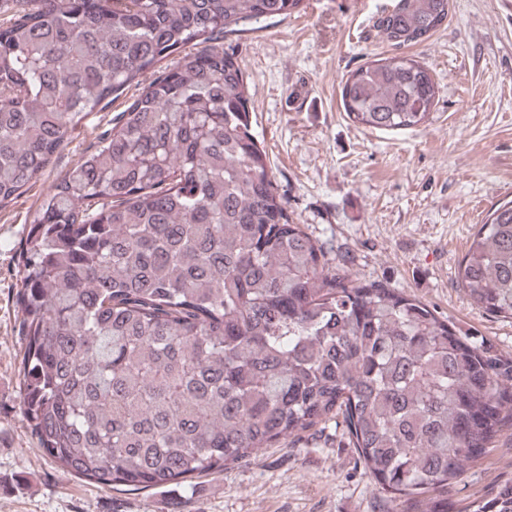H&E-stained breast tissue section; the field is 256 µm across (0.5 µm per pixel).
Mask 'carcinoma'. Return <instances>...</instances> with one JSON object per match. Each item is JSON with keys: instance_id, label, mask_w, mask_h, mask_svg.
I'll use <instances>...</instances> for the list:
<instances>
[{"instance_id": "carcinoma-1", "label": "carcinoma", "mask_w": 512, "mask_h": 512, "mask_svg": "<svg viewBox=\"0 0 512 512\" xmlns=\"http://www.w3.org/2000/svg\"><path fill=\"white\" fill-rule=\"evenodd\" d=\"M302 3L34 0L0 26V209L86 115L138 88L19 246L30 432L63 471L142 490L190 485L331 420L401 512H512V481L448 501L512 435V355L336 273L290 222L252 133L221 39ZM448 12L449 0H395L377 17L395 53L350 73L349 118L381 131L429 121L438 86L402 50ZM459 283L512 319V200L481 224Z\"/></svg>"}]
</instances>
